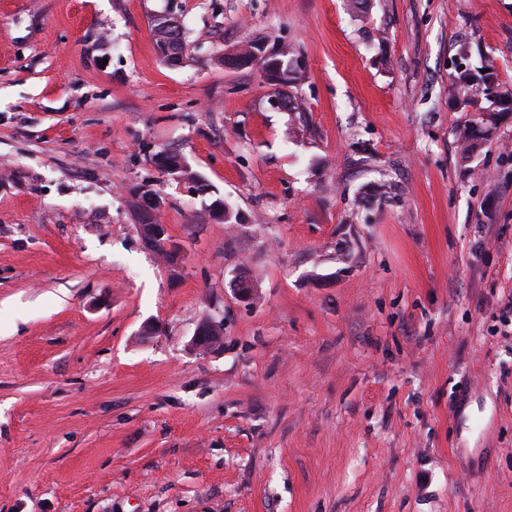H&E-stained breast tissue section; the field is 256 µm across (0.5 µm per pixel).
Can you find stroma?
I'll return each instance as SVG.
<instances>
[{"label": "stroma", "mask_w": 512, "mask_h": 512, "mask_svg": "<svg viewBox=\"0 0 512 512\" xmlns=\"http://www.w3.org/2000/svg\"><path fill=\"white\" fill-rule=\"evenodd\" d=\"M258 39L303 111L224 69ZM477 67L512 88V0H0V512H512V112L463 158ZM153 22L152 33L154 34L155 42L158 36H163L165 34L167 35L166 39L169 42L170 55L159 60L163 64L169 66L167 61L170 58H173L178 61L177 66H181L185 63L187 58V55L185 54L186 42L185 37L183 36L184 33L182 31L181 24L175 17L171 16H158ZM165 25H167L165 31L157 28V26H162L161 28H163ZM206 331L212 335L208 340H205L206 336H203ZM223 335L224 324L221 321L205 320L199 325L195 336L190 341V348L200 352H211L214 350V340H222Z\"/></svg>", "instance_id": "35a3bbf8"}]
</instances>
